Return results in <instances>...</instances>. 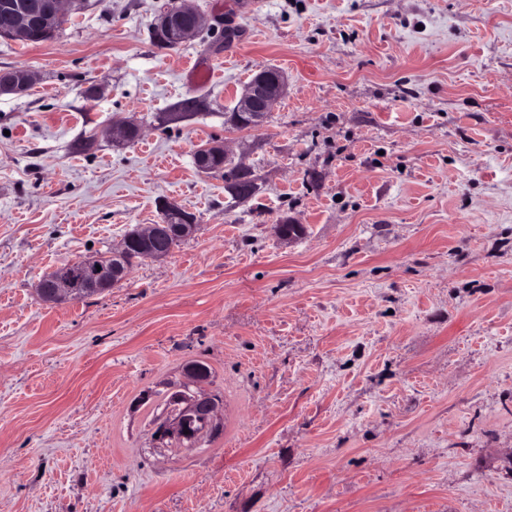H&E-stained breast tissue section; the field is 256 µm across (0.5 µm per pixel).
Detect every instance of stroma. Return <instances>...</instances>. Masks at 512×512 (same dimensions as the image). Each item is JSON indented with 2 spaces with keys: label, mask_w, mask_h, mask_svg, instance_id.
<instances>
[{
  "label": "stroma",
  "mask_w": 512,
  "mask_h": 512,
  "mask_svg": "<svg viewBox=\"0 0 512 512\" xmlns=\"http://www.w3.org/2000/svg\"><path fill=\"white\" fill-rule=\"evenodd\" d=\"M174 2L0 38L34 75L0 95V512H512V0H192L203 29L162 49ZM268 66L286 94L233 127ZM207 144L255 197L197 169ZM165 200L194 237L39 297ZM196 361L224 430L155 447Z\"/></svg>",
  "instance_id": "obj_1"
}]
</instances>
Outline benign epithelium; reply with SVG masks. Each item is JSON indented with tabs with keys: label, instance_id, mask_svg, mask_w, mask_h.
I'll return each mask as SVG.
<instances>
[{
	"label": "benign epithelium",
	"instance_id": "1",
	"mask_svg": "<svg viewBox=\"0 0 512 512\" xmlns=\"http://www.w3.org/2000/svg\"><path fill=\"white\" fill-rule=\"evenodd\" d=\"M28 36L37 41H48L53 35L48 23L42 21L31 25L27 17L21 21ZM203 20L186 2L162 12L155 19L153 28L174 43H181L193 35ZM33 75L28 70L0 72V94L20 93L31 83ZM287 81L280 74L270 77L266 70L257 73L243 89L238 98L231 122L246 128H258L266 120L273 104L286 92ZM233 158L222 145H205L194 153L195 165L203 173L222 169L226 159ZM163 223L138 227L122 240L120 249L113 254L115 263L105 265L97 256L70 261L60 266L52 275L38 283V291L59 303L78 298L79 294L116 286L125 281L130 266L122 262V254L134 238L149 252V258L163 259L166 254L160 249L164 240L185 241L197 230L194 217L173 202L162 204ZM190 384L172 393L167 399L166 413L155 421L154 434L158 435V447L164 448L178 443L185 448H197L204 436L223 431L224 421L220 413L221 400L198 388L208 376V368L201 362H192L185 368Z\"/></svg>",
	"mask_w": 512,
	"mask_h": 512
}]
</instances>
